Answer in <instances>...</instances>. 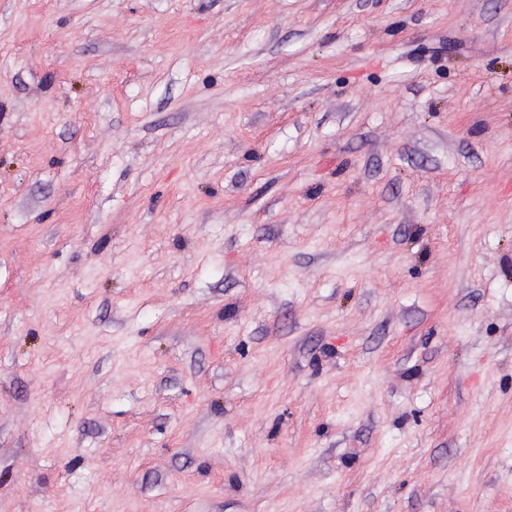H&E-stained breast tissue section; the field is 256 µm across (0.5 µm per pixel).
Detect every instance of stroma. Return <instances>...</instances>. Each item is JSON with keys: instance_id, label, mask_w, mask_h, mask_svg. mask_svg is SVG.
<instances>
[{"instance_id": "1", "label": "stroma", "mask_w": 512, "mask_h": 512, "mask_svg": "<svg viewBox=\"0 0 512 512\" xmlns=\"http://www.w3.org/2000/svg\"><path fill=\"white\" fill-rule=\"evenodd\" d=\"M0 512H512V0H0Z\"/></svg>"}]
</instances>
